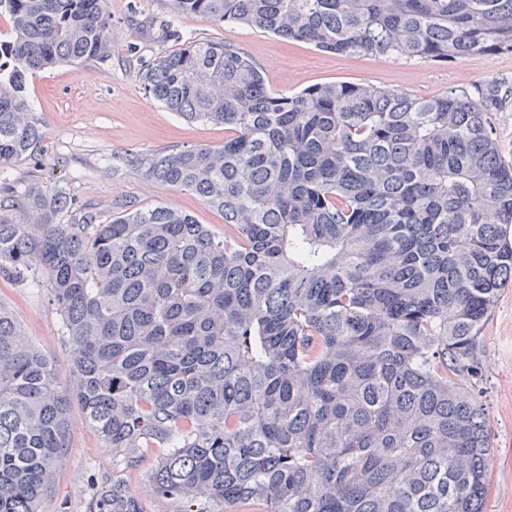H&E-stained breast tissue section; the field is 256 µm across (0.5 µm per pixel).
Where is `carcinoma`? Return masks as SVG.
I'll use <instances>...</instances> for the list:
<instances>
[{"instance_id":"obj_1","label":"carcinoma","mask_w":512,"mask_h":512,"mask_svg":"<svg viewBox=\"0 0 512 512\" xmlns=\"http://www.w3.org/2000/svg\"><path fill=\"white\" fill-rule=\"evenodd\" d=\"M108 0H0V167L43 139L29 79L111 57ZM323 51L423 62L512 53V0H170ZM143 90L224 144L112 161L198 196L106 216L0 178V277L47 278L72 376L0 302V512H39L78 402L112 456L154 448L153 494L260 512H483L492 450L481 330L512 282L505 98L350 82L271 90L245 53L192 40ZM100 512H138L118 485Z\"/></svg>"}]
</instances>
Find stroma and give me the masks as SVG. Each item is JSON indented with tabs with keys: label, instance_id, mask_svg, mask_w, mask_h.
<instances>
[{
	"label": "stroma",
	"instance_id": "stroma-1",
	"mask_svg": "<svg viewBox=\"0 0 512 512\" xmlns=\"http://www.w3.org/2000/svg\"><path fill=\"white\" fill-rule=\"evenodd\" d=\"M108 12L109 61L58 67L33 77L29 96L43 123L44 140L37 161L18 164L14 176L67 186L103 209L122 198L142 206L161 202L223 235V217L194 194L146 180L128 167L112 172L110 162L118 156L222 144L224 128L179 119L140 84L139 72L148 61L179 47L160 31L161 22L172 18L169 0H108ZM175 21L183 37L218 40L240 49L278 92L357 82L428 97L450 90L472 94L498 85L507 99L495 114V124L502 159L512 165V53H476L461 62L430 63L341 56L238 24L213 26L191 17ZM0 300L11 306L26 335L53 361L60 384H68L71 355L47 281L25 284L0 278ZM475 391L492 441L484 512H512V457L505 454L506 443L512 441V285L504 289L482 330V378ZM69 425V446L41 512H98L99 489L114 483L135 498L140 512H186L187 502L150 493L146 473L156 461L154 455H145L132 468L116 463L79 404L70 407Z\"/></svg>",
	"mask_w": 512,
	"mask_h": 512
}]
</instances>
